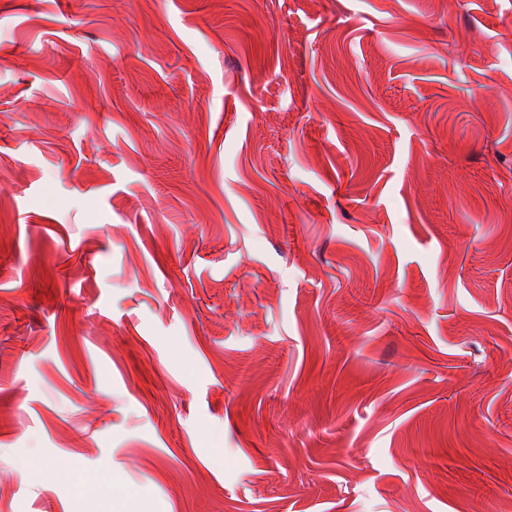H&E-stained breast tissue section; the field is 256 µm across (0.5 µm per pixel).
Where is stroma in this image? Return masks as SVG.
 <instances>
[{
  "mask_svg": "<svg viewBox=\"0 0 512 512\" xmlns=\"http://www.w3.org/2000/svg\"><path fill=\"white\" fill-rule=\"evenodd\" d=\"M93 502L512 512V0H0V512Z\"/></svg>",
  "mask_w": 512,
  "mask_h": 512,
  "instance_id": "1",
  "label": "stroma"
}]
</instances>
